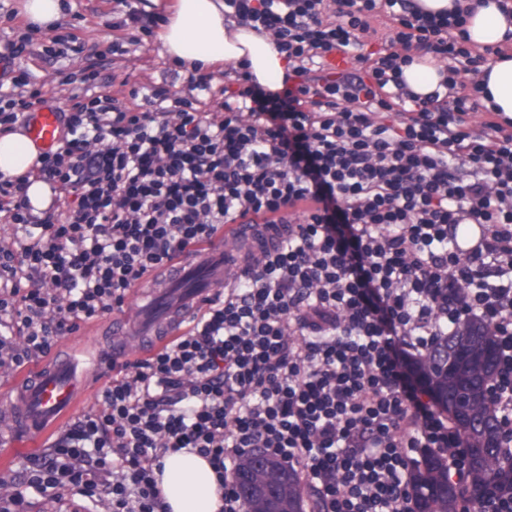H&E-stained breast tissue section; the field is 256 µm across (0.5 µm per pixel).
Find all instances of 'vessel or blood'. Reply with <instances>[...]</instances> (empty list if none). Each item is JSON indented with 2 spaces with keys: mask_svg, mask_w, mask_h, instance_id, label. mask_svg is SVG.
I'll return each mask as SVG.
<instances>
[{
  "mask_svg": "<svg viewBox=\"0 0 512 512\" xmlns=\"http://www.w3.org/2000/svg\"><path fill=\"white\" fill-rule=\"evenodd\" d=\"M25 129L40 150L50 151L59 138L57 106L45 105L31 112ZM246 270L243 262L225 264L224 244L219 239L205 253L185 254L151 281V301L137 302L130 316L114 323L112 333L123 337L124 343L101 355L100 363L121 359L126 348L144 342L156 346L161 338L176 335L179 325L188 322L205 301L215 299L220 285L239 279ZM91 390L88 378L78 376L70 359L39 366L18 386L17 398L8 410L11 424L0 430V445L13 446L19 437L45 436Z\"/></svg>",
  "mask_w": 512,
  "mask_h": 512,
  "instance_id": "vessel-or-blood-1",
  "label": "vessel or blood"
}]
</instances>
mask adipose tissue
<instances>
[{
    "mask_svg": "<svg viewBox=\"0 0 512 512\" xmlns=\"http://www.w3.org/2000/svg\"><path fill=\"white\" fill-rule=\"evenodd\" d=\"M437 12L461 7L467 11L468 40L476 47L502 44L512 31V19L500 11L497 0H416ZM158 34L160 53L186 65L202 63L204 70L220 65L245 66L256 82L276 91L285 85L288 70L269 34L257 33L224 14V0H171ZM486 84L481 101L492 112L512 118V53H503L483 66ZM39 149L23 130L0 134V176H30L27 195L35 212L47 210L53 200L48 183L34 178ZM168 512H219L221 490L209 460L185 448L167 453L156 475Z\"/></svg>",
    "mask_w": 512,
    "mask_h": 512,
    "instance_id": "adipose-tissue-1",
    "label": "adipose tissue"
}]
</instances>
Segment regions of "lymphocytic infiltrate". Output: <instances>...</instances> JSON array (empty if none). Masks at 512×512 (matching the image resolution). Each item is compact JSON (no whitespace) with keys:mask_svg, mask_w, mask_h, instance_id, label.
Listing matches in <instances>:
<instances>
[{"mask_svg":"<svg viewBox=\"0 0 512 512\" xmlns=\"http://www.w3.org/2000/svg\"><path fill=\"white\" fill-rule=\"evenodd\" d=\"M272 33L288 63L276 92L228 68L191 93L131 90L136 107L72 93L37 174L61 221L33 216L27 178H0V374L46 357L80 322L215 235L263 225L246 278L151 356L119 364L99 406L24 471L35 492L88 512H166L153 468L167 452L208 458L220 512H245L228 477L255 449L297 474L315 512H412L413 470L436 451L465 486L466 443L432 400L436 342L465 319L496 336L489 404L512 442V119L480 113L488 58L462 12L414 0H224ZM399 25L366 52L381 10ZM446 60V95L408 90L400 48ZM346 56L321 74L317 59ZM470 93L456 95L461 75ZM27 72L0 93V126L44 104ZM207 99H199V92ZM481 225L469 248L455 228Z\"/></svg>","mask_w":512,"mask_h":512,"instance_id":"lymphocytic-infiltrate-1","label":"lymphocytic infiltrate"}]
</instances>
